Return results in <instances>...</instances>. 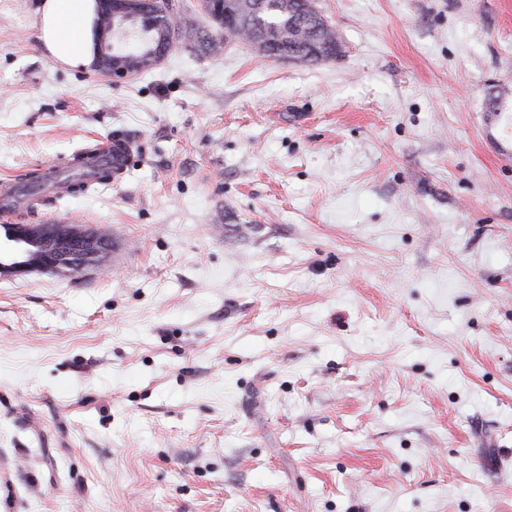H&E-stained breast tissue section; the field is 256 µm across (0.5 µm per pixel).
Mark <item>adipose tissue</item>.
<instances>
[{
    "mask_svg": "<svg viewBox=\"0 0 512 512\" xmlns=\"http://www.w3.org/2000/svg\"><path fill=\"white\" fill-rule=\"evenodd\" d=\"M97 0H41L36 9L39 41L53 61L90 67L97 57Z\"/></svg>",
    "mask_w": 512,
    "mask_h": 512,
    "instance_id": "ef3b65f1",
    "label": "adipose tissue"
}]
</instances>
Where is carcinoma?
Returning <instances> with one entry per match:
<instances>
[{"instance_id": "carcinoma-1", "label": "carcinoma", "mask_w": 512, "mask_h": 512, "mask_svg": "<svg viewBox=\"0 0 512 512\" xmlns=\"http://www.w3.org/2000/svg\"><path fill=\"white\" fill-rule=\"evenodd\" d=\"M209 17L222 35L243 42L256 33L266 36L276 57L296 54L308 63L336 58L334 46L320 57L311 55L312 46L336 41V32L321 24L309 0H223L222 10L209 13ZM177 19L172 0H153L148 8L139 0L133 18L115 22L112 35L120 46L148 56L173 46L182 33ZM56 178L72 192L87 193L95 188L89 180L104 183L112 179V164L95 162L90 153L80 154L68 169L56 172ZM45 180V173L31 171L24 175L18 193L31 202L37 200Z\"/></svg>"}]
</instances>
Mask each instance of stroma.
Wrapping results in <instances>:
<instances>
[{
  "label": "stroma",
  "mask_w": 512,
  "mask_h": 512,
  "mask_svg": "<svg viewBox=\"0 0 512 512\" xmlns=\"http://www.w3.org/2000/svg\"><path fill=\"white\" fill-rule=\"evenodd\" d=\"M0 0V179L111 137L0 277V512H512V0H317L338 59L176 43L115 83ZM93 154H80L73 158V163L67 170L56 172V178L69 186L70 193H88L95 188L88 180L104 183L112 179V163L94 162ZM90 173H85V171ZM18 244L0 245V276L23 278L32 273L99 265L110 243L82 224H21L9 231Z\"/></svg>",
  "instance_id": "35a3bbf8"
}]
</instances>
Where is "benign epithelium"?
Here are the masks:
<instances>
[{
	"label": "benign epithelium",
	"instance_id": "obj_1",
	"mask_svg": "<svg viewBox=\"0 0 512 512\" xmlns=\"http://www.w3.org/2000/svg\"><path fill=\"white\" fill-rule=\"evenodd\" d=\"M101 16L127 17V0H98ZM164 54L156 53L134 63L114 60L108 65L98 61L97 71L121 83L147 67L157 65ZM18 243L0 248V276L23 278L62 268L82 270L98 265L109 250L103 235L81 224H21L9 231Z\"/></svg>",
	"mask_w": 512,
	"mask_h": 512
}]
</instances>
